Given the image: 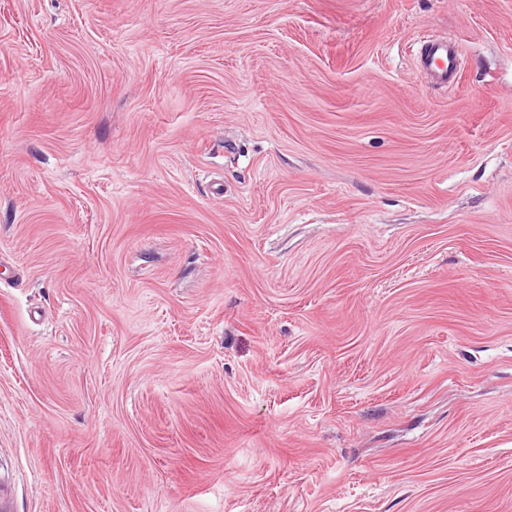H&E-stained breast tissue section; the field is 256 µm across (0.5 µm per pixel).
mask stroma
Returning <instances> with one entry per match:
<instances>
[{
    "label": "stroma",
    "instance_id": "obj_1",
    "mask_svg": "<svg viewBox=\"0 0 512 512\" xmlns=\"http://www.w3.org/2000/svg\"><path fill=\"white\" fill-rule=\"evenodd\" d=\"M0 512H512V0H0ZM420 43L416 56L418 68L433 86L448 87L459 75L460 51L457 42L423 35Z\"/></svg>",
    "mask_w": 512,
    "mask_h": 512
}]
</instances>
